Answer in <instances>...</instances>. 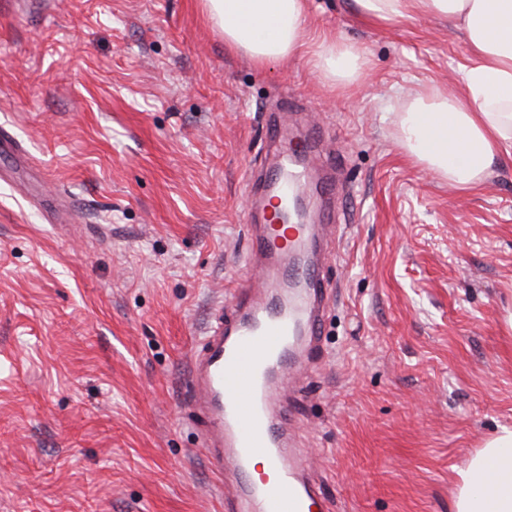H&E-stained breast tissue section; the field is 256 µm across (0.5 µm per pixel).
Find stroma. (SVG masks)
<instances>
[{
    "instance_id": "35a3bbf8",
    "label": "stroma",
    "mask_w": 512,
    "mask_h": 512,
    "mask_svg": "<svg viewBox=\"0 0 512 512\" xmlns=\"http://www.w3.org/2000/svg\"><path fill=\"white\" fill-rule=\"evenodd\" d=\"M306 33L360 45L365 77L257 69L199 0H0V512H224L187 379L249 277L273 112L339 164L296 410L335 512H452L457 468L512 429V167L451 187L393 124L459 90L463 33L355 0H308Z\"/></svg>"
}]
</instances>
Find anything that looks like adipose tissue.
I'll use <instances>...</instances> for the list:
<instances>
[{
  "label": "adipose tissue",
  "mask_w": 512,
  "mask_h": 512,
  "mask_svg": "<svg viewBox=\"0 0 512 512\" xmlns=\"http://www.w3.org/2000/svg\"><path fill=\"white\" fill-rule=\"evenodd\" d=\"M377 24L418 15L446 17L467 40L471 58L459 70L462 91L433 88L397 119L399 140L422 167L468 189L492 166L512 165V0H356ZM225 47L257 69L308 58L330 87L364 75L361 47L333 37L306 38V0H203ZM453 512H512V429H502L458 470Z\"/></svg>",
  "instance_id": "obj_1"
}]
</instances>
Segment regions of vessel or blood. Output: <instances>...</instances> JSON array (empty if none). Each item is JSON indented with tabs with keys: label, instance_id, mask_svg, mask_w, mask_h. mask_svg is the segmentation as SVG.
I'll list each match as a JSON object with an SVG mask.
<instances>
[{
	"label": "vessel or blood",
	"instance_id": "vessel-or-blood-1",
	"mask_svg": "<svg viewBox=\"0 0 512 512\" xmlns=\"http://www.w3.org/2000/svg\"><path fill=\"white\" fill-rule=\"evenodd\" d=\"M268 137L274 158L250 194L262 214L250 232L252 281L235 289L229 316L212 325L193 357L191 408L205 423V458L229 485L224 512H330L332 499L307 473L294 417L304 394L297 373L319 353L328 294L321 268L330 241L325 225L279 224L271 207L273 198L308 185L334 199L336 166L327 163L311 181L307 158L319 144L316 129L293 146L284 121L273 117ZM258 457L270 477L254 475Z\"/></svg>",
	"mask_w": 512,
	"mask_h": 512
}]
</instances>
